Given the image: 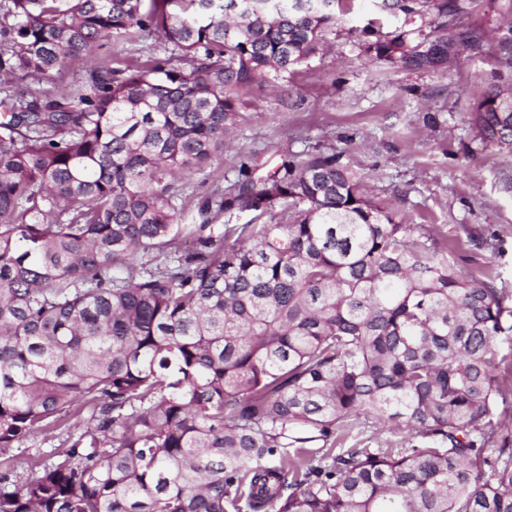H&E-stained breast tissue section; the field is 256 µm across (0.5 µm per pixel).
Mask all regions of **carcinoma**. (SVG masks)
Segmentation results:
<instances>
[{"label":"carcinoma","instance_id":"obj_1","mask_svg":"<svg viewBox=\"0 0 512 512\" xmlns=\"http://www.w3.org/2000/svg\"><path fill=\"white\" fill-rule=\"evenodd\" d=\"M347 2L0 0V82L51 83L119 32L171 45L0 98V512H512V309L489 274L396 221L336 148L244 162L182 223L175 182L246 123L240 90L323 50ZM481 2L373 0L365 52L512 73V22L464 23ZM469 126L511 153L512 85ZM236 212L285 221L214 232ZM88 405L10 478V448ZM368 420L402 447H371Z\"/></svg>","mask_w":512,"mask_h":512}]
</instances>
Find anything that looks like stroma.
<instances>
[{
  "mask_svg": "<svg viewBox=\"0 0 512 512\" xmlns=\"http://www.w3.org/2000/svg\"><path fill=\"white\" fill-rule=\"evenodd\" d=\"M370 0H354L351 13L327 33L326 47L286 78L268 77L247 88L249 120L213 161L209 176L177 183L186 208L235 179L242 160L271 170L288 154L332 147L362 177L372 198L396 221L447 240L448 258L490 274L512 299V154L474 141L468 109L501 79L493 60L472 52L442 71L409 72L373 63L361 29ZM159 35L120 34L96 58L55 78L56 91L82 83L97 62L122 68L163 53ZM437 125H426V114ZM69 426L33 433L12 448L13 477L65 447Z\"/></svg>",
  "mask_w": 512,
  "mask_h": 512,
  "instance_id": "1",
  "label": "stroma"
}]
</instances>
